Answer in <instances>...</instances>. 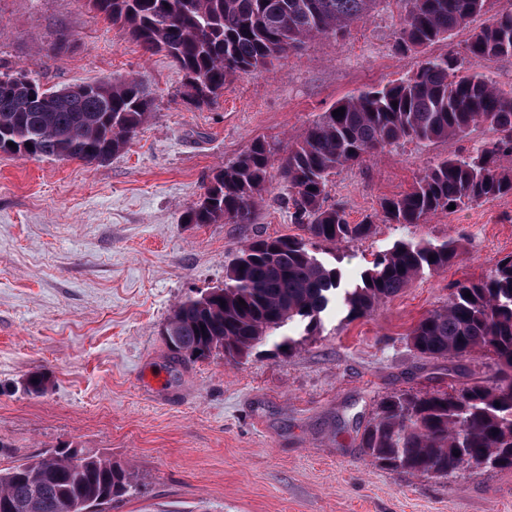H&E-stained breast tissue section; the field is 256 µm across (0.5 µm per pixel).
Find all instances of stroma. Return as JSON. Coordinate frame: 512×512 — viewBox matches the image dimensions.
I'll list each match as a JSON object with an SVG mask.
<instances>
[{
	"mask_svg": "<svg viewBox=\"0 0 512 512\" xmlns=\"http://www.w3.org/2000/svg\"><path fill=\"white\" fill-rule=\"evenodd\" d=\"M404 14L403 0H377L346 35L311 38L198 108L166 57L144 55L84 0H0V72L28 70L47 88L136 77L155 100L108 163L0 153L1 466L68 444L94 449L132 466L141 485L108 512H512V470L417 477L375 466L359 448L391 394L496 381L490 355L425 358L410 332L458 281L512 254V197L316 246L350 282L400 241L452 239L464 258L420 275L370 317L348 319L339 306L314 333L290 325L292 352L268 341L236 362L178 364L163 336L176 305L223 285L239 247L304 234L275 168L252 223H185L216 170L258 139L287 153L339 99L412 75L424 55L463 50L485 22L422 54L395 47ZM488 135L480 126L399 142L337 170L327 201L359 223ZM35 371L51 378L47 395L26 392Z\"/></svg>",
	"mask_w": 512,
	"mask_h": 512,
	"instance_id": "1",
	"label": "stroma"
}]
</instances>
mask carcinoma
Segmentation results:
<instances>
[{
    "instance_id": "cac0c4a2",
    "label": "carcinoma",
    "mask_w": 512,
    "mask_h": 512,
    "mask_svg": "<svg viewBox=\"0 0 512 512\" xmlns=\"http://www.w3.org/2000/svg\"><path fill=\"white\" fill-rule=\"evenodd\" d=\"M91 11L119 24L149 55L162 54L199 84L196 106H211L224 85L266 69L305 40L341 34L369 11L374 0H86ZM397 46L424 51L448 40L478 16L488 22L466 45L487 61L512 57V12L495 0H405ZM154 108L137 78L119 84L83 83L74 92L44 88L28 71L0 73V153L73 159L102 165L120 154ZM342 108L344 115L333 116ZM479 126L492 132L465 156L425 169L412 189L380 203L379 213L349 223L344 209L326 204L336 170L362 165L404 140L434 143L464 137ZM14 146H9V143ZM32 147H27L26 143ZM277 148L257 140L212 177L205 201L187 212L188 224H249L262 200ZM512 90L462 70L450 51L421 61L406 79L353 93L313 121L280 161L291 191L294 223L307 239L260 238L237 250L225 270L222 294L190 298L173 310L166 327L174 358L197 361L250 354L270 337L292 348L293 323L311 332L321 314L341 301L347 317L370 316L414 278L459 262L453 240L398 242L369 262L346 286L336 266L317 258L312 243L362 241L375 219L423 224L437 213L490 199L512 197ZM434 260H429V256ZM470 292L472 298L465 297ZM244 304H239V300ZM413 348L430 357L491 355L503 371L494 386L464 383L452 392L398 395L382 401L367 422L360 447L391 471L446 478L460 468L512 469V254L478 279L455 285L448 303L411 332ZM50 378L33 372L27 392L44 396ZM458 454H453V451ZM127 466L93 450L62 446L0 468V512H106L112 502L137 493Z\"/></svg>"
}]
</instances>
